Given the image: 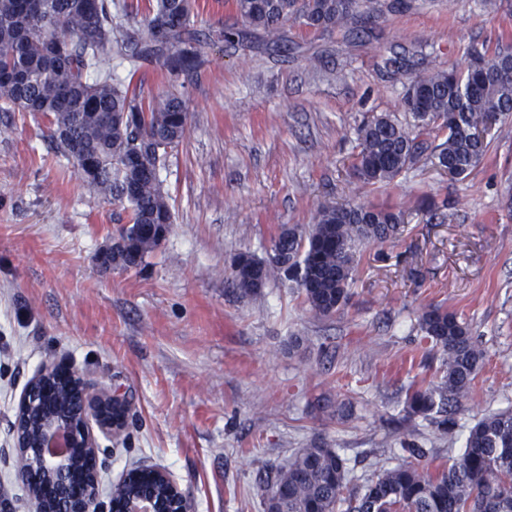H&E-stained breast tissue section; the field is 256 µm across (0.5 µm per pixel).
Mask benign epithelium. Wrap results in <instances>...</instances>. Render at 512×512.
<instances>
[{"label": "benign epithelium", "instance_id": "obj_1", "mask_svg": "<svg viewBox=\"0 0 512 512\" xmlns=\"http://www.w3.org/2000/svg\"><path fill=\"white\" fill-rule=\"evenodd\" d=\"M57 380L73 387L74 409L46 408L54 398ZM33 415L40 428L35 440L22 443L19 420L11 426L15 476L25 490V505L32 512H192L191 499L162 469L151 467L146 478L167 486L165 495L147 489L123 498L122 484L103 500L99 491L100 456L104 450L95 433L116 436L126 426L129 405L105 388L93 389L87 380L67 365L44 368L24 387L16 416Z\"/></svg>", "mask_w": 512, "mask_h": 512}]
</instances>
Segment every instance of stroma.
Segmentation results:
<instances>
[{"mask_svg": "<svg viewBox=\"0 0 512 512\" xmlns=\"http://www.w3.org/2000/svg\"><path fill=\"white\" fill-rule=\"evenodd\" d=\"M370 36L349 42L292 26L294 46L227 45L232 0H197L205 63L187 81L186 137L161 173L173 224L141 272L97 256L128 215L89 195L38 115L0 110V448L27 382L53 362L128 400V425L101 439L109 492L138 464L164 468L193 512H264L268 466L318 440L359 484L416 442L455 457L480 416L512 409V120L465 179L428 158L390 184L347 166L357 129L402 101L415 74L512 42V0H373ZM380 204L397 238L360 246L349 304L317 318L300 288L273 279L236 293L233 258H265L282 228H308L320 204ZM456 312L485 353L457 425L407 418L408 388L439 382L443 357L419 329Z\"/></svg>", "mask_w": 512, "mask_h": 512, "instance_id": "35a3bbf8", "label": "stroma"}]
</instances>
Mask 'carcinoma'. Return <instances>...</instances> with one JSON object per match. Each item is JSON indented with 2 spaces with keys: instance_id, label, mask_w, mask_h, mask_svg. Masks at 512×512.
Masks as SVG:
<instances>
[{
  "instance_id": "carcinoma-1",
  "label": "carcinoma",
  "mask_w": 512,
  "mask_h": 512,
  "mask_svg": "<svg viewBox=\"0 0 512 512\" xmlns=\"http://www.w3.org/2000/svg\"><path fill=\"white\" fill-rule=\"evenodd\" d=\"M363 0H235L242 26L216 31L234 45L254 38L288 50L285 24L322 31L368 33ZM195 0H154L139 27L129 25L126 0H0V105L48 119L55 148L82 186L128 211L130 227L112 243V265L141 270L173 224L160 172L183 142L189 113L185 93L171 88L145 98L134 77L155 62L169 79L204 64L195 29ZM127 63L128 82L112 78L114 61ZM414 123L378 115L359 130L351 168L366 185L388 184L431 151L435 165L466 178L488 142L472 130L489 113L512 118V50H476L462 63L425 70L406 88ZM443 135L440 143L431 134ZM401 215L381 205H321L306 231L283 230L271 250L277 259L241 254L231 279L242 295L271 277L301 288L309 311L331 317L349 303L359 246L396 237ZM420 331L445 356L440 382L407 394L409 413L440 434L457 426L484 354L460 317L440 307L423 313ZM407 458L379 466L350 486L339 452L313 442L268 471L259 486L265 512H512V410L478 419L465 448L448 465L432 449L410 446Z\"/></svg>"
}]
</instances>
